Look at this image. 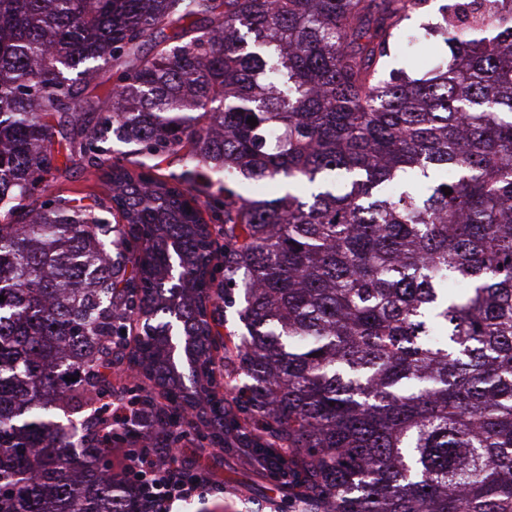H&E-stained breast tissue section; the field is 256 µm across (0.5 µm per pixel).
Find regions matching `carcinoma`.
I'll use <instances>...</instances> for the list:
<instances>
[{
	"mask_svg": "<svg viewBox=\"0 0 512 512\" xmlns=\"http://www.w3.org/2000/svg\"><path fill=\"white\" fill-rule=\"evenodd\" d=\"M433 2L0 0V512H139L86 414L110 396L157 431V397L203 398L209 441L288 450L292 512H512V0L442 5L452 29ZM415 17L451 48L428 80L388 69ZM100 77L79 153L139 171L112 164L106 204L32 199L71 139L46 117ZM214 287L248 428L206 383ZM124 364L155 388L112 386Z\"/></svg>",
	"mask_w": 512,
	"mask_h": 512,
	"instance_id": "1",
	"label": "carcinoma"
}]
</instances>
